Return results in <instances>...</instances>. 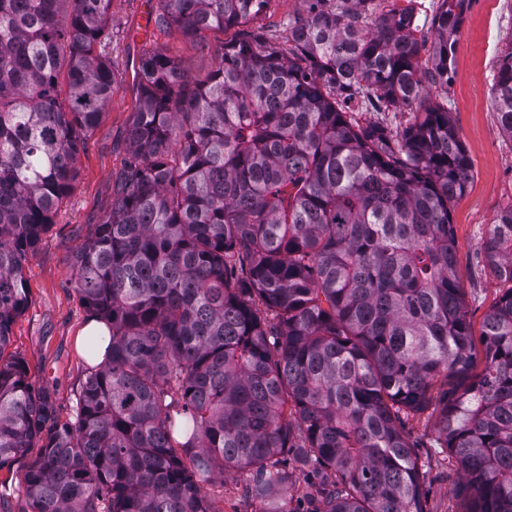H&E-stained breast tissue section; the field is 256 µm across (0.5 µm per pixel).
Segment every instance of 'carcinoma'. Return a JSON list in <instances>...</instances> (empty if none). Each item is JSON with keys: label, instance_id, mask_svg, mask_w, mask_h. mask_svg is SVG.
Listing matches in <instances>:
<instances>
[{"label": "carcinoma", "instance_id": "1", "mask_svg": "<svg viewBox=\"0 0 512 512\" xmlns=\"http://www.w3.org/2000/svg\"><path fill=\"white\" fill-rule=\"evenodd\" d=\"M111 2L0 0V467L54 418L3 354L24 265L112 97ZM268 2L158 0L154 26L201 39ZM347 2L288 20L286 48L244 33L203 81L141 58L130 158L73 263L110 343L28 466L24 512H219L228 471L248 472L258 512H294L295 471L322 474L316 512H426L406 423L440 377L457 381L436 447L459 512H512V205L480 245L507 288L476 372L450 217L471 165L424 93L448 86L467 0H441L429 47L411 11ZM354 102L413 105L414 121L364 127ZM494 104L512 139V52Z\"/></svg>", "mask_w": 512, "mask_h": 512}]
</instances>
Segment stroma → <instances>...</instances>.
Returning <instances> with one entry per match:
<instances>
[{"mask_svg": "<svg viewBox=\"0 0 512 512\" xmlns=\"http://www.w3.org/2000/svg\"><path fill=\"white\" fill-rule=\"evenodd\" d=\"M439 0H367L366 12L381 14L412 9L418 39L433 41L432 17ZM156 0H112V40L106 47L118 74L111 102L87 139L77 162L72 192L41 236L24 267L29 288L27 308L12 325L8 354L20 357L34 388L50 392L55 424L73 419L76 392L85 378L87 360L76 336L90 314L72 282V266L95 224L112 202V177L129 158L126 132L135 109V69L144 52L159 50L181 60L187 74L204 79L220 63V47L237 38V29L212 31L204 40L184 38L148 22ZM308 0H269L264 12L247 23L250 31L284 43L289 19L303 15ZM512 52V0H471L452 58L447 89L429 84L426 93L448 101V115L471 160V179L451 205L458 247L457 272L465 291L473 333L498 297L502 284L480 251L487 227L512 204V140L504 136L493 108L494 83L502 58ZM411 441L427 471V512H457L455 466L436 448L435 419L424 412L409 419ZM40 453L26 449L0 467V512H18L24 503V473Z\"/></svg>", "mask_w": 512, "mask_h": 512, "instance_id": "35a3bbf8", "label": "stroma"}]
</instances>
